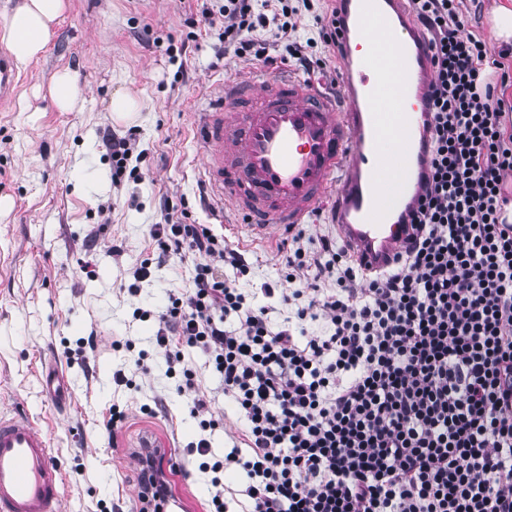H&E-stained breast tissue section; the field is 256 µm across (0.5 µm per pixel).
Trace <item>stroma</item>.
<instances>
[{
    "instance_id": "35a3bbf8",
    "label": "stroma",
    "mask_w": 512,
    "mask_h": 512,
    "mask_svg": "<svg viewBox=\"0 0 512 512\" xmlns=\"http://www.w3.org/2000/svg\"><path fill=\"white\" fill-rule=\"evenodd\" d=\"M221 4L67 0L44 54L19 67L16 94L0 109V409L29 414L50 437L64 475L63 512H139L131 450L148 438L174 449L177 461L168 477L185 512H205L213 488L187 446L203 437L213 457H224L242 426L201 351L186 350L185 362L212 411L224 419L208 431L190 415L192 393L177 394L163 356L139 367L135 352L112 347L130 339L137 349L149 348L170 290L188 287L193 275L191 259L172 255L153 266L137 295L127 291L135 264L157 256L149 229L162 220V197H180L190 221H212L199 202L194 110L221 80L263 67L302 71L280 45L269 48L264 62L229 56L213 66L218 30L189 19ZM172 44L187 50L169 52ZM60 69L72 73L82 92L71 112L59 111L47 93ZM119 92L141 104L139 118L128 125L112 120L110 102ZM107 126L121 136L134 132L146 150L139 179L113 184L99 135ZM102 208L108 221L98 215ZM93 230L100 240L91 250L86 238ZM224 237L250 266L237 286L266 304L259 289L280 278L278 245L254 243L230 229ZM114 242L122 244V255L109 253ZM87 264L93 276H86ZM137 307L149 310L150 318L135 319ZM91 333L97 348L84 361L71 349ZM118 370L133 377L137 390L114 381ZM51 372L68 388L65 403L47 394ZM115 404L126 409L127 419L111 437L104 424Z\"/></svg>"
}]
</instances>
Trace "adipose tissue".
Segmentation results:
<instances>
[{"mask_svg":"<svg viewBox=\"0 0 512 512\" xmlns=\"http://www.w3.org/2000/svg\"><path fill=\"white\" fill-rule=\"evenodd\" d=\"M66 7V0H23L15 11L0 12V38L19 64L44 53Z\"/></svg>","mask_w":512,"mask_h":512,"instance_id":"ef3b65f1","label":"adipose tissue"}]
</instances>
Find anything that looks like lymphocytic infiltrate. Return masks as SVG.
Instances as JSON below:
<instances>
[{"instance_id": "1", "label": "lymphocytic infiltrate", "mask_w": 512, "mask_h": 512, "mask_svg": "<svg viewBox=\"0 0 512 512\" xmlns=\"http://www.w3.org/2000/svg\"><path fill=\"white\" fill-rule=\"evenodd\" d=\"M274 15L254 0L203 10L221 32L216 60L264 58L283 44L304 70H324L336 49L331 10L317 14L319 43L297 42L300 6L277 0ZM429 35L430 163L415 208L414 233L383 269L366 271L334 236L317 249L292 231L281 274L291 292L264 284L269 306L225 278L249 266L207 224L161 206L150 237L159 257H191L188 288L170 292L155 349L191 413L210 429L206 396L184 348L207 357L243 429L217 459L207 439L191 448L215 489L209 512H226L222 474L246 476L241 512H512V47L462 34L466 0H410ZM270 38H263V31ZM112 181L138 178L146 162L133 136L104 129ZM323 323L324 334L306 326ZM154 448L135 450L140 503H161L171 482Z\"/></svg>"}]
</instances>
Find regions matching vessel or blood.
<instances>
[{"label":"vessel or blood","mask_w":512,"mask_h":512,"mask_svg":"<svg viewBox=\"0 0 512 512\" xmlns=\"http://www.w3.org/2000/svg\"><path fill=\"white\" fill-rule=\"evenodd\" d=\"M403 3L336 0L337 93L281 73L222 82L195 125L216 221L240 215L246 232L274 236L304 223L331 191L336 231L356 261L392 262L429 159L433 80L430 51ZM17 84L13 61L0 55V106ZM62 481L32 420L0 416V512H61Z\"/></svg>","instance_id":"vessel-or-blood-1"}]
</instances>
